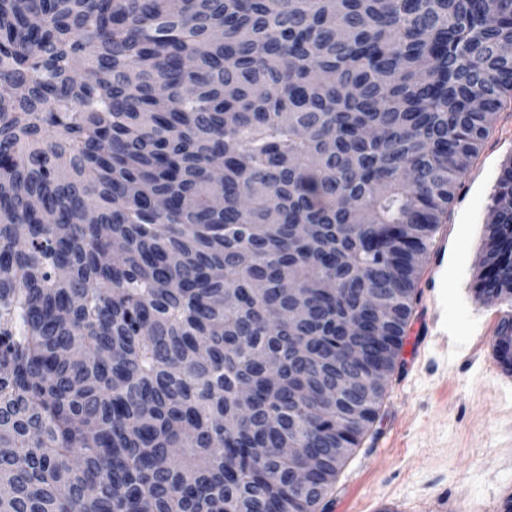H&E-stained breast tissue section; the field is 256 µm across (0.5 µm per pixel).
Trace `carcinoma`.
<instances>
[{
	"instance_id": "1",
	"label": "carcinoma",
	"mask_w": 512,
	"mask_h": 512,
	"mask_svg": "<svg viewBox=\"0 0 512 512\" xmlns=\"http://www.w3.org/2000/svg\"><path fill=\"white\" fill-rule=\"evenodd\" d=\"M511 42L512 0H0V512H324ZM475 294L512 368V160Z\"/></svg>"
}]
</instances>
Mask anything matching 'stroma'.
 <instances>
[{
  "instance_id": "1",
  "label": "stroma",
  "mask_w": 512,
  "mask_h": 512,
  "mask_svg": "<svg viewBox=\"0 0 512 512\" xmlns=\"http://www.w3.org/2000/svg\"><path fill=\"white\" fill-rule=\"evenodd\" d=\"M512 159V105L470 159L435 234L448 249V270L425 263L409 330L377 418L341 470L327 512H372L382 501L426 512L448 496L459 512L512 494V376L490 368L489 338L504 309L476 299V263L493 197Z\"/></svg>"
}]
</instances>
